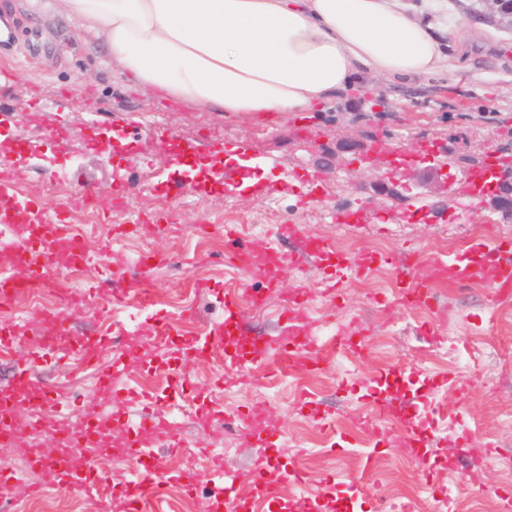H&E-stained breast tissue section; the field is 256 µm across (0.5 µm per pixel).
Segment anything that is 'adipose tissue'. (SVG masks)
Masks as SVG:
<instances>
[{"label": "adipose tissue", "instance_id": "adipose-tissue-1", "mask_svg": "<svg viewBox=\"0 0 512 512\" xmlns=\"http://www.w3.org/2000/svg\"><path fill=\"white\" fill-rule=\"evenodd\" d=\"M131 85L206 111L310 112L356 76L447 68L431 27L389 0H58Z\"/></svg>", "mask_w": 512, "mask_h": 512}]
</instances>
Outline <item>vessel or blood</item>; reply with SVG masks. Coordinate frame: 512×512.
I'll use <instances>...</instances> for the list:
<instances>
[{"label":"vessel or blood","mask_w":512,"mask_h":512,"mask_svg":"<svg viewBox=\"0 0 512 512\" xmlns=\"http://www.w3.org/2000/svg\"><path fill=\"white\" fill-rule=\"evenodd\" d=\"M65 207L71 211L102 208L104 213L123 215L122 196L102 201L98 193L89 187L78 188L68 198ZM0 225L13 232L12 242L0 248V302L19 301L28 289L53 286L63 273L58 266L60 257H67L70 268H78L85 258L82 245L71 223L59 219L54 206L36 209L7 207L0 210ZM280 240L296 242L295 250L280 251L276 243ZM332 244L325 239L313 238L297 224H278L271 237H259L235 225L224 228V261L239 269L244 276L235 288L224 292V320L210 324L200 321L195 312H187L163 319L158 328V337L170 336L184 323L196 325L194 336L183 338L178 344L181 380H189L210 345L224 342L232 331L241 330L248 319L242 308L238 293L246 287L245 280L251 277L254 264H261L263 277L268 287L274 288L284 308V337L279 341L264 343L253 348L251 360L255 363L274 362L279 371L298 374L307 363L319 362L328 357L330 351L343 352L351 349L353 339L362 334L363 326L357 319L337 320L333 323L329 345H322L318 335L321 325L316 321L297 323L296 309L306 301L307 291L294 279L285 277L284 268L301 269L309 259L332 251ZM108 275L101 285L112 295L113 304L126 301L131 291L145 292L149 288V272L155 258L141 259L140 271H133L123 252L110 250ZM381 263L393 266L397 285L392 307L419 308L425 305L433 290H447L445 275L448 263L444 253L414 251L398 252L381 256ZM471 279L491 282L501 288L512 284V266L494 265L461 267L457 282ZM68 310L95 317L100 313L92 290H69L60 299ZM41 320L50 328L43 347L62 359L80 353V368H93L98 372L96 400L106 416L118 415L122 397L116 382L122 371V352L116 351L115 339L124 335L125 328L115 325L114 337L102 340L99 337L75 335L72 327L65 325L58 314L47 312ZM33 402L28 426L32 432L46 433L55 445L54 456L45 457L35 449L26 447L15 435L14 407L19 400ZM63 396L53 385L44 383L28 372L17 373L11 390L0 393V460L14 457L25 458L31 467L40 469L48 483L73 488L96 501L100 512H139L140 504L148 497L157 495L169 481H179L184 487L195 488L199 472L195 467L190 442L182 436V426L171 413L158 408L142 412L139 422L128 427L122 441L126 456L131 460L136 475L133 478L113 480L101 477L97 460L103 452L101 437L103 423L81 413H74L66 423H59V406ZM239 426L258 435L275 436L279 427L266 404L258 403L235 417ZM285 449H278L277 457L259 465L235 473L224 469V459L218 454H208L207 468L217 486L212 499L214 512H249V501L239 497L225 502L226 491L235 486H249L261 491L265 497L274 498L276 487L284 477H291L297 484L305 483L306 475L295 469L284 473L278 463L285 456ZM0 486L7 490L6 498L20 501L33 498L39 488L36 485L13 479L11 474L0 470Z\"/></svg>","instance_id":"obj_1"}]
</instances>
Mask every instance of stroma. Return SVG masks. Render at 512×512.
<instances>
[{
  "mask_svg": "<svg viewBox=\"0 0 512 512\" xmlns=\"http://www.w3.org/2000/svg\"><path fill=\"white\" fill-rule=\"evenodd\" d=\"M476 2L399 0L433 26L454 71L413 79L366 75L316 118L304 120L290 112H204L166 99L154 88L129 87L105 47L58 13L54 0H0V21H13L22 40L41 47L31 62L21 51L0 49V69L12 72L0 84V163L17 164L14 202L28 205V186L46 172L64 168L73 176L67 191L90 184L107 198L120 183H134L137 191L125 198L130 212L141 211L148 198L169 201L183 227L177 236L151 223H129L118 230L100 223L92 210L75 219L89 261L72 288H84L106 272L109 237L129 257H169L151 273L156 303L143 309L132 302L115 314L138 325L136 335L122 339L128 370L135 378L161 376L163 383L153 392L156 400L172 397L170 384L179 366L174 351H156L149 341L156 315L191 308L202 319L221 321L224 312L211 291L242 277L224 262L217 237L221 227L298 224L333 244L332 254L298 273L310 291L298 315L316 321L331 314L359 319L365 328L361 348L280 383L254 369L244 384L223 391L213 386L224 371L223 358L209 353L194 381L197 403L214 400L221 407L210 429L224 434L226 471L260 463L272 451V444L256 441L229 421L236 411L265 403L284 438L304 450L280 463L287 470L297 465L305 469L304 495L318 512H373L370 496L355 492L356 479L390 505L417 494L419 512H500L501 503L512 500V287L470 284L449 289L426 306L395 311L386 306L394 280L387 266L358 283H344L334 298L316 288L322 278L342 275V257L357 250L376 258L401 250L444 249L454 272L501 259L503 246L512 247L508 215H497L495 229L484 230L485 216L494 213L490 203L461 212L456 195L428 175L419 188L378 195L375 173L354 155L342 154L326 165L318 151L322 143L364 141L377 134L390 135L405 148L421 138L450 140L473 158L512 147V24L486 8L470 13ZM57 125L70 133L66 145L48 136ZM223 155L239 157L242 166L218 169L216 176L199 180L194 197L173 200L171 192L184 167L205 170ZM370 197L376 206L363 211ZM434 201L443 205V215L423 218V208ZM343 215L348 223H340ZM199 277L209 279L210 291L195 288ZM253 287L267 296L250 314L254 337L266 341L280 331L283 310L264 280H255ZM446 305L453 312L447 327L438 342L425 341L422 322ZM406 360L417 366V373L400 375ZM23 366L16 355L1 356L0 389L11 386ZM24 367L61 384L71 405L97 412L92 370L61 368L48 356ZM367 372L377 376L371 391L359 383ZM472 372L479 379L467 401L458 402L450 381ZM301 391L309 395L304 406L297 403ZM379 403L398 407L401 417L425 421L416 455L406 453L399 425L390 426L382 443L345 418L353 410L374 413ZM439 403L459 407L464 424H478L473 438L462 440L458 429L434 415ZM487 443L495 445L497 455L482 465L466 466V457ZM365 451L375 457L368 472L360 465ZM424 461L432 475L421 469Z\"/></svg>",
  "mask_w": 512,
  "mask_h": 512,
  "instance_id": "stroma-1",
  "label": "stroma"
}]
</instances>
